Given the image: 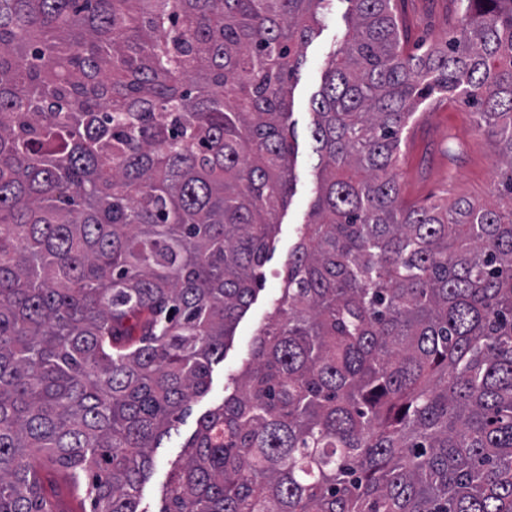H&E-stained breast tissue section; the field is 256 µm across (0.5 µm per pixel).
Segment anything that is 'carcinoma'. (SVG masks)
<instances>
[{
  "instance_id": "1",
  "label": "carcinoma",
  "mask_w": 512,
  "mask_h": 512,
  "mask_svg": "<svg viewBox=\"0 0 512 512\" xmlns=\"http://www.w3.org/2000/svg\"><path fill=\"white\" fill-rule=\"evenodd\" d=\"M331 0H0V512H141L293 187L290 83ZM351 16L312 100L282 295L161 512H512V0L405 50ZM473 105L496 200L407 203L401 135Z\"/></svg>"
}]
</instances>
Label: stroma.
I'll use <instances>...</instances> for the list:
<instances>
[{"label":"stroma","instance_id":"stroma-1","mask_svg":"<svg viewBox=\"0 0 512 512\" xmlns=\"http://www.w3.org/2000/svg\"><path fill=\"white\" fill-rule=\"evenodd\" d=\"M395 9L412 51L422 44L445 43L460 25L452 0H396ZM348 11L347 0H332L323 23L314 30L306 46L304 63L292 86L286 121L296 146L295 179L291 195L279 211V224L263 269V281L252 304L239 319L223 361L214 364L207 392L192 400L170 435L154 449V468L142 489L143 512H160L169 474L179 463L199 418L234 391L233 376L281 296L288 257L309 219L317 183L311 103L347 28ZM497 160L496 141L478 129L473 109L461 100L435 96L420 107L404 131L395 173L401 195L407 200L423 201L445 195L452 201L464 198L483 202L495 194L500 179Z\"/></svg>","mask_w":512,"mask_h":512}]
</instances>
